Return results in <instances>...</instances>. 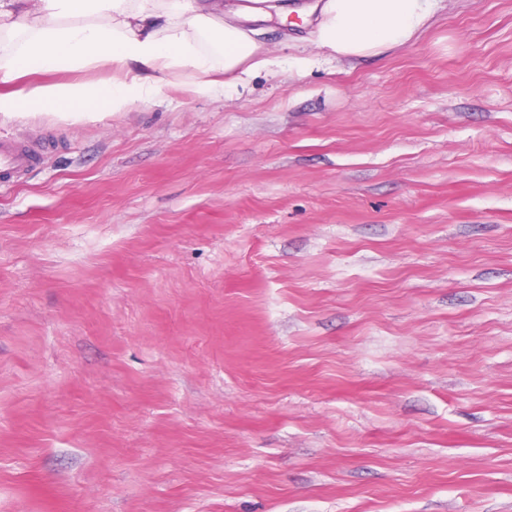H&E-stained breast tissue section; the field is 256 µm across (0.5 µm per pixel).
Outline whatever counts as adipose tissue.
Instances as JSON below:
<instances>
[{"label":"adipose tissue","mask_w":512,"mask_h":512,"mask_svg":"<svg viewBox=\"0 0 512 512\" xmlns=\"http://www.w3.org/2000/svg\"><path fill=\"white\" fill-rule=\"evenodd\" d=\"M439 0H0V81L22 92L0 95V114L30 106L83 113L106 104L124 112L176 84L192 96L244 85L253 75L304 73L306 56L281 59L262 35L298 16L315 46L343 58L377 55L410 43ZM102 66V85L41 83L34 73H78Z\"/></svg>","instance_id":"1"}]
</instances>
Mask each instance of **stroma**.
<instances>
[{
    "label": "stroma",
    "mask_w": 512,
    "mask_h": 512,
    "mask_svg": "<svg viewBox=\"0 0 512 512\" xmlns=\"http://www.w3.org/2000/svg\"><path fill=\"white\" fill-rule=\"evenodd\" d=\"M228 95L0 114V512H512V0ZM44 150L0 138V180L21 179L27 171L43 158Z\"/></svg>",
    "instance_id": "35a3bbf8"
}]
</instances>
